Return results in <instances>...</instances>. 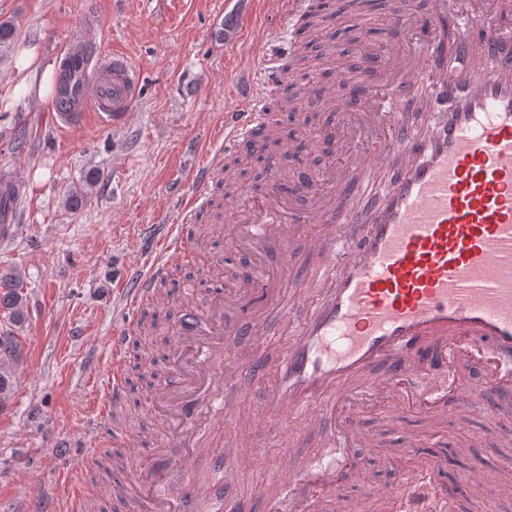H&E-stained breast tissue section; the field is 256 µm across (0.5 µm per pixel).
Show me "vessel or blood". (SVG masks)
Returning a JSON list of instances; mask_svg holds the SVG:
<instances>
[{
    "label": "vessel or blood",
    "mask_w": 512,
    "mask_h": 512,
    "mask_svg": "<svg viewBox=\"0 0 512 512\" xmlns=\"http://www.w3.org/2000/svg\"><path fill=\"white\" fill-rule=\"evenodd\" d=\"M390 27V42L361 60L357 88L341 75L327 88L339 125L329 134L303 131L291 186L271 176L246 212L226 197L233 224L225 248L250 253L256 270L236 292H214L204 310L182 301L169 381L153 397L162 447L125 483V512H195L202 489L191 466L204 436L228 426L290 447L271 469L267 512H363L362 499L337 488L369 442L354 427L368 405L388 398L430 417L451 410L462 426L487 414L482 395L512 408V0H431L429 11H404ZM63 55L53 107L62 122L132 110L138 75L127 56L81 36ZM233 93L224 140L193 173L176 223L163 226L149 261L115 292L121 325L108 340L85 456L106 447L124 456L139 445L104 426L125 396L140 310L166 307L171 267L202 246L197 221L207 195L232 178L225 155L268 125L249 67H240ZM414 96L429 116L421 133L402 113ZM322 153L335 162L324 196L308 164ZM23 191L17 176L0 180L1 237L16 230ZM301 227L311 248L309 285L287 299ZM281 309L289 323L274 358L258 361L241 349L227 361L228 344L253 338L249 322ZM246 375L263 382L261 410L247 417L235 403ZM316 433L336 448L330 462L309 456ZM491 479L512 488L508 470L463 477L470 486ZM64 481L63 512H85L81 478ZM369 495L393 512L458 506L453 487L431 471L370 484Z\"/></svg>",
    "instance_id": "vessel-or-blood-1"
}]
</instances>
